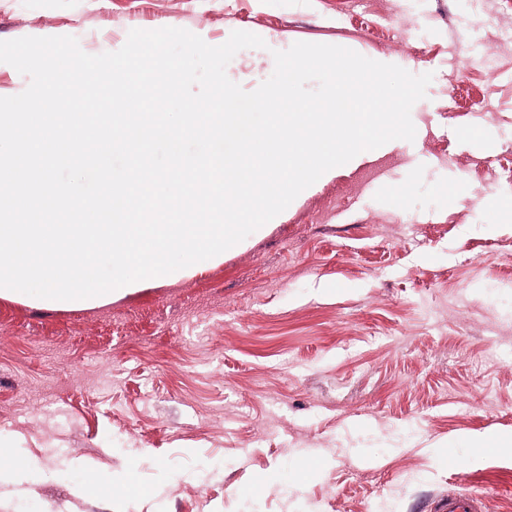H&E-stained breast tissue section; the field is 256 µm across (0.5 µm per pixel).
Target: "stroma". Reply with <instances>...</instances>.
Here are the masks:
<instances>
[{
	"mask_svg": "<svg viewBox=\"0 0 512 512\" xmlns=\"http://www.w3.org/2000/svg\"><path fill=\"white\" fill-rule=\"evenodd\" d=\"M162 27L261 36L227 66L247 91L296 42L434 78L414 141L220 260L96 307L0 297V444L28 463L0 512H512V0H0V41ZM482 498L465 493L450 491L438 497L433 503L434 512H484Z\"/></svg>",
	"mask_w": 512,
	"mask_h": 512,
	"instance_id": "obj_1",
	"label": "stroma"
}]
</instances>
